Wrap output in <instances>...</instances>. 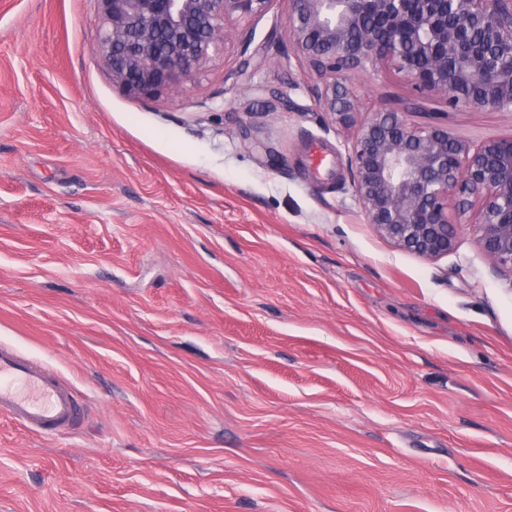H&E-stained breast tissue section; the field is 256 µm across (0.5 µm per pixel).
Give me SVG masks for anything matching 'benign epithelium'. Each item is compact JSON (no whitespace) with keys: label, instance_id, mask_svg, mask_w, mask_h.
<instances>
[{"label":"benign epithelium","instance_id":"benign-epithelium-1","mask_svg":"<svg viewBox=\"0 0 512 512\" xmlns=\"http://www.w3.org/2000/svg\"><path fill=\"white\" fill-rule=\"evenodd\" d=\"M98 2L96 50L112 82L144 100L179 91L226 41L249 44L228 21L274 0ZM287 36L316 76V107L356 128L347 168L368 223L424 259L448 254L455 224H473L492 267L512 275V137L472 146L446 123L410 120L430 101L512 112V0H288ZM381 65L402 74L413 97L359 123L346 77Z\"/></svg>","mask_w":512,"mask_h":512}]
</instances>
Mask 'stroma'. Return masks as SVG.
Masks as SVG:
<instances>
[{
	"label": "stroma",
	"mask_w": 512,
	"mask_h": 512,
	"mask_svg": "<svg viewBox=\"0 0 512 512\" xmlns=\"http://www.w3.org/2000/svg\"><path fill=\"white\" fill-rule=\"evenodd\" d=\"M98 16L0 0V345L84 408L0 416V512H512V277L474 225L425 260L368 224L285 0L142 101ZM348 86L364 116L411 94L390 67Z\"/></svg>",
	"instance_id": "1"
}]
</instances>
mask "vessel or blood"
<instances>
[{
	"instance_id": "obj_1",
	"label": "vessel or blood",
	"mask_w": 512,
	"mask_h": 512,
	"mask_svg": "<svg viewBox=\"0 0 512 512\" xmlns=\"http://www.w3.org/2000/svg\"><path fill=\"white\" fill-rule=\"evenodd\" d=\"M0 415L38 433H62L76 420L78 406L68 385L0 346Z\"/></svg>"
}]
</instances>
